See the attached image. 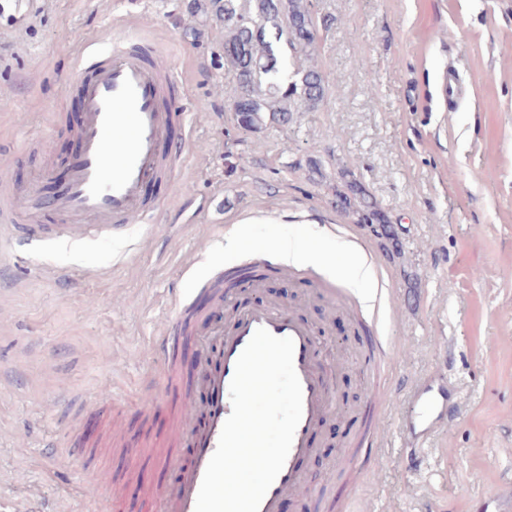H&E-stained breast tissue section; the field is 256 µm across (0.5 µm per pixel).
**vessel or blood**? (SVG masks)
<instances>
[{
	"instance_id": "vessel-or-blood-1",
	"label": "vessel or blood",
	"mask_w": 512,
	"mask_h": 512,
	"mask_svg": "<svg viewBox=\"0 0 512 512\" xmlns=\"http://www.w3.org/2000/svg\"><path fill=\"white\" fill-rule=\"evenodd\" d=\"M35 4L36 0H0V19L24 27ZM82 57V64L66 81L81 100V114L73 129L79 150L67 160L66 176L51 198H42L31 188L0 199V231L13 240L111 239L113 230L157 215L162 202L150 198L146 189L162 183L182 162L180 155L167 148L171 126L186 117L179 107L183 84L173 61L136 37L105 54L85 48ZM47 210L54 214L55 223H44ZM185 310L184 300L174 298L171 313L153 341L164 359V389L159 398L139 409L144 417L166 409L178 418L150 455L135 447L125 451L128 469H140L148 462L157 471L175 473L172 485L145 490L143 506L146 512H195L204 472L231 412L229 385L236 361L262 327L276 337L293 339L294 366L303 392V414L291 450L259 508V512H282L285 500L300 489L301 472L312 454L313 434L335 408L315 333L297 312L283 305L237 310L221 341L218 365L204 369L199 384L206 402L197 420L189 401L192 383L178 364L180 345L194 338ZM390 354V344L377 331H370L366 364L380 367ZM385 390L383 378H373L365 406L366 431L349 451V462L359 474L371 467L381 445L378 422ZM457 414V390L447 376L420 379L400 415L406 444L422 447L432 435L446 430ZM183 448L188 449V456H180Z\"/></svg>"
}]
</instances>
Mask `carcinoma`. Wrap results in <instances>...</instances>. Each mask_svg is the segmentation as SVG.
I'll return each instance as SVG.
<instances>
[{
	"label": "carcinoma",
	"mask_w": 512,
	"mask_h": 512,
	"mask_svg": "<svg viewBox=\"0 0 512 512\" xmlns=\"http://www.w3.org/2000/svg\"><path fill=\"white\" fill-rule=\"evenodd\" d=\"M190 13L207 10L224 30L223 58L236 84L235 120L244 131H256L266 121L287 125L295 112L316 109L326 96L321 70L311 65L288 74V55L310 56L317 28L309 0H189ZM339 176L344 189L336 208L355 224H376L378 236L398 250L391 219L348 170Z\"/></svg>",
	"instance_id": "1"
}]
</instances>
